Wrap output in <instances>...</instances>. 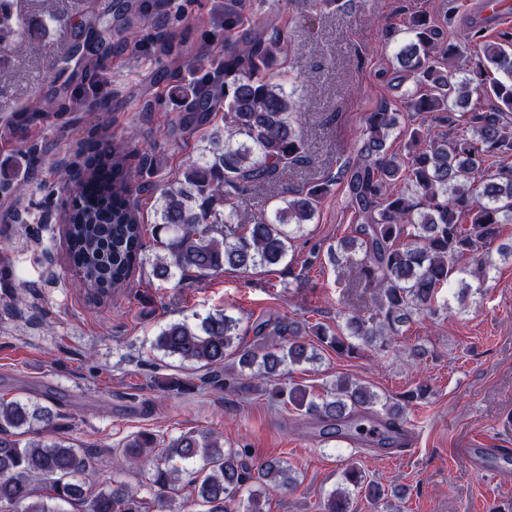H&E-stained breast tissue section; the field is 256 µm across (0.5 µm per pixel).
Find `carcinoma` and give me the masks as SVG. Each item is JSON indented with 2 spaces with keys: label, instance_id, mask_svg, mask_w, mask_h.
<instances>
[{
  "label": "carcinoma",
  "instance_id": "obj_1",
  "mask_svg": "<svg viewBox=\"0 0 512 512\" xmlns=\"http://www.w3.org/2000/svg\"><path fill=\"white\" fill-rule=\"evenodd\" d=\"M224 8V54L211 58L188 83L170 95L186 112L170 123L167 135L190 136L211 124L217 113L223 133L163 185L133 182L131 150L124 138L101 137L80 144L84 163L75 174L64 168L59 180L73 196L65 224L70 262L95 303L112 300L136 266L143 262L144 217L137 195L155 198L154 224L166 234L160 241L153 275L179 282L201 279L225 268L249 270L288 261L295 239L304 235L330 187L342 181L347 208L357 215L351 235L329 248V258L348 260L357 288H370V316L347 311L345 328L318 323L309 327L288 318L255 323L259 343L242 344L239 319L218 310L197 323H167L154 346L198 369L201 387L224 392L264 390L243 381L270 380L289 365L314 363L318 349L352 356L359 345L390 344L414 314H434L439 291L466 272L465 262L479 259L512 224V31L487 39L485 27L468 22L464 38L474 54L472 65L457 75L462 48L447 42L432 17L412 13L407 41L399 46L389 84L411 79L409 112L386 103L367 114L352 160L338 176L277 200L269 217L257 221L244 200L259 186L274 189L305 157V115L298 111L308 87L286 69V37L270 12L251 19L241 13L245 0ZM159 4L113 0L117 33L135 40ZM20 0H0V40L23 51L26 39L46 25L21 20ZM105 13L91 11L79 26L102 39ZM408 137L407 153L390 149L395 131ZM26 182L0 176V192L21 195ZM237 359L240 370L225 361ZM272 399L318 420L336 437L357 435L378 421L374 445L396 442L395 422H408L416 396L382 399L359 381L341 378L316 401L307 387L275 388ZM58 414L48 406L0 399V509L3 512H64L60 504H84V512H147V502L123 483L83 495L73 479L93 468L90 452L62 442L26 443L20 436L33 425L54 427ZM122 465H149L150 488L161 512H181L192 504L200 512H239L248 490L246 512H263L261 500L296 485L297 472L280 459L248 462L247 448L224 447L212 432L189 431L170 441L153 434L133 437L122 451ZM179 458L196 464L187 484L190 502L174 506ZM344 487L330 491L321 512H347L349 488L389 512H400L390 498L402 490L386 489L357 466L343 473ZM49 490L38 495L37 486Z\"/></svg>",
  "mask_w": 512,
  "mask_h": 512
}]
</instances>
